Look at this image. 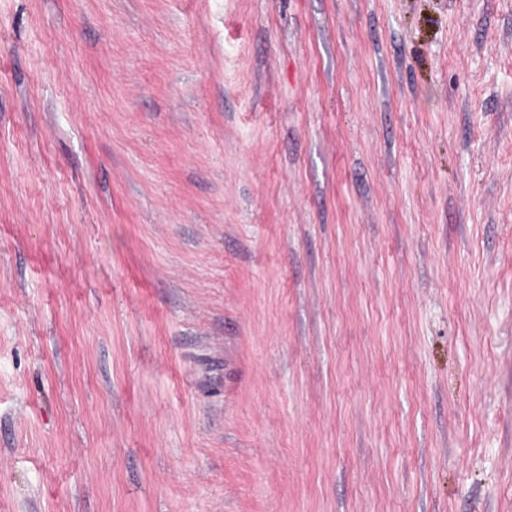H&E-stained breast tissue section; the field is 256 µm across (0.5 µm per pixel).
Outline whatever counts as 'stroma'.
<instances>
[{
  "label": "stroma",
  "instance_id": "35a3bbf8",
  "mask_svg": "<svg viewBox=\"0 0 512 512\" xmlns=\"http://www.w3.org/2000/svg\"><path fill=\"white\" fill-rule=\"evenodd\" d=\"M0 512H512V0H0Z\"/></svg>",
  "mask_w": 512,
  "mask_h": 512
}]
</instances>
